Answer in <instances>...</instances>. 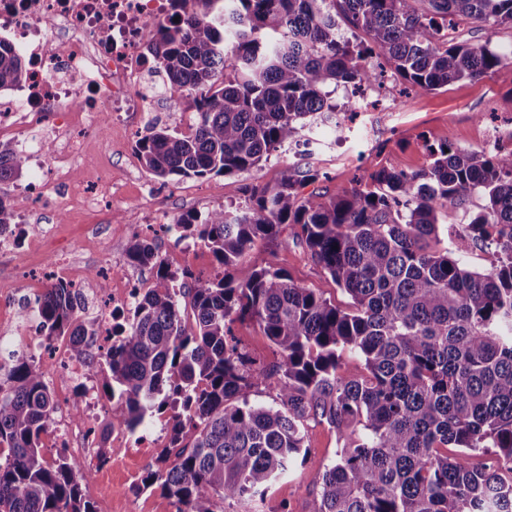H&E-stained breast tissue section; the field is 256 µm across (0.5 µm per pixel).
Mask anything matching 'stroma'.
Segmentation results:
<instances>
[{
  "instance_id": "35a3bbf8",
  "label": "stroma",
  "mask_w": 512,
  "mask_h": 512,
  "mask_svg": "<svg viewBox=\"0 0 512 512\" xmlns=\"http://www.w3.org/2000/svg\"><path fill=\"white\" fill-rule=\"evenodd\" d=\"M349 97L342 88L335 96L345 138L330 140L319 152L303 151L297 136L257 170L166 184L135 161L140 132L129 121L113 116L102 132L73 127L66 145L75 153L74 177L86 194L97 197V209L87 210L80 198L62 189L57 197L28 204L21 224L55 226L54 235L45 242L46 251L66 256L86 275L102 270L149 282L150 268L131 265L126 258V245L135 234L153 238L171 269L208 274L214 264L211 252L201 243L181 238L174 229L176 220L189 212L244 206L252 188L275 183L286 167L318 169L324 177L314 189L332 193L368 181L382 166L406 173L426 169L431 145L477 148L492 130L501 142L512 141V66L423 94L403 93L398 81L390 78L367 90L365 101L355 106H348ZM300 233L299 225H288L283 244L255 248L246 263L282 267L299 285L347 306L348 295L305 254ZM47 271L46 263L33 254L27 234L19 238L15 255L0 256V282L41 278ZM102 383L99 377L90 380L95 402L85 408L94 429L90 451L79 457L94 473L85 495L97 512H164L159 489L139 487L141 475L160 465L168 443L164 421L152 418L146 428L122 436L120 426L112 422V404L102 393ZM305 446V455L288 477L251 502L227 501V512H315L322 476L336 460V432L324 423L310 425Z\"/></svg>"
}]
</instances>
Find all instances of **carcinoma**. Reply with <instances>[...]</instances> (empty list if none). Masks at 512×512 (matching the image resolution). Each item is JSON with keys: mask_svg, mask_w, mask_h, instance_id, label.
<instances>
[{"mask_svg": "<svg viewBox=\"0 0 512 512\" xmlns=\"http://www.w3.org/2000/svg\"><path fill=\"white\" fill-rule=\"evenodd\" d=\"M191 14L160 27L146 50L170 107L198 112L192 132L154 125L137 140L155 177L229 176L335 114L340 87L387 66L416 93L476 80L512 65L459 25L512 27V0H192ZM358 32L355 40L340 23ZM25 62L0 43V93L25 78ZM428 168L377 169L364 186L299 195L319 179L288 167L251 190L245 207L188 215L175 227L212 253L210 274H177L147 238L128 261L153 271L128 327L116 325L88 365L134 435L166 410L160 488L175 512H226L291 471L309 422L336 430V462L322 476L317 512H512V151L429 146ZM27 160L0 141V183ZM479 210L447 246L440 217L473 197ZM24 199L0 197V230L14 228ZM301 227L306 254L350 302L340 308L285 270L244 264L260 243ZM480 246L486 273L461 265ZM47 341L67 337L89 358L95 325L80 320L73 290L52 285L37 303ZM255 323L282 356L258 367L234 334ZM350 352L360 369L341 372ZM35 357L0 364V512H97L82 485L93 471L48 462L40 436L56 403ZM263 385L274 405L249 400ZM488 461L470 464L472 455Z\"/></svg>", "mask_w": 512, "mask_h": 512, "instance_id": "obj_1", "label": "carcinoma"}]
</instances>
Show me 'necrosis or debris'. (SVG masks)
<instances>
[{
    "instance_id": "necrosis-or-debris-1",
    "label": "necrosis or debris",
    "mask_w": 512,
    "mask_h": 512,
    "mask_svg": "<svg viewBox=\"0 0 512 512\" xmlns=\"http://www.w3.org/2000/svg\"><path fill=\"white\" fill-rule=\"evenodd\" d=\"M172 16L169 0H0V42L27 63L16 95L0 97V134L24 125L66 134L89 93L99 114L149 125L155 86L144 47ZM73 162L67 148L41 158L37 194L69 185Z\"/></svg>"
}]
</instances>
